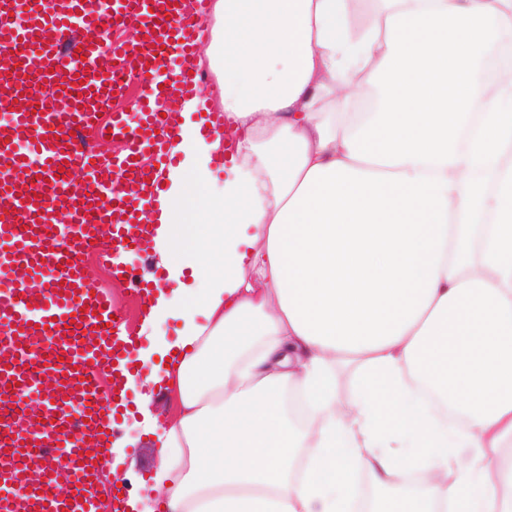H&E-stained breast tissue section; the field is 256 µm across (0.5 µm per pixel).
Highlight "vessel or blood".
Returning a JSON list of instances; mask_svg holds the SVG:
<instances>
[{
	"label": "vessel or blood",
	"mask_w": 512,
	"mask_h": 512,
	"mask_svg": "<svg viewBox=\"0 0 512 512\" xmlns=\"http://www.w3.org/2000/svg\"><path fill=\"white\" fill-rule=\"evenodd\" d=\"M209 0H0V51L33 44L42 65L13 61L0 78V390L37 389L29 366L59 379L63 397H48L27 433L0 415V512H100V474L116 436L114 409L126 401L130 356L141 340L130 332L111 298L93 287L80 262L95 251L111 257L131 247L152 250L153 227L139 216L162 189L159 168L178 137L167 102L195 92L199 75L188 68ZM25 24H18V15ZM140 28L141 41L106 50L97 35L108 21ZM179 62L174 83L160 84L168 60ZM136 74L142 84L137 122L112 115L109 138L126 151L110 161L76 146V133L124 91L111 71ZM80 169L81 189L61 170ZM67 211L51 223L46 200ZM113 279L128 284L148 315L155 282L123 263ZM40 290H32V280ZM81 327L72 333L71 324ZM45 448H66L80 461L71 500L46 497L26 483V467H47Z\"/></svg>",
	"instance_id": "obj_1"
}]
</instances>
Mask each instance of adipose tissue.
<instances>
[{"label":"adipose tissue","instance_id":"ef3b65f1","mask_svg":"<svg viewBox=\"0 0 512 512\" xmlns=\"http://www.w3.org/2000/svg\"><path fill=\"white\" fill-rule=\"evenodd\" d=\"M211 0L198 38L236 150L179 100L164 192L144 210L167 273L143 333L181 318L149 422L158 506L129 512H512V80L485 93L512 0ZM356 365L336 398L337 362ZM428 382L467 425H442ZM298 390L318 423L295 426Z\"/></svg>","mask_w":512,"mask_h":512}]
</instances>
